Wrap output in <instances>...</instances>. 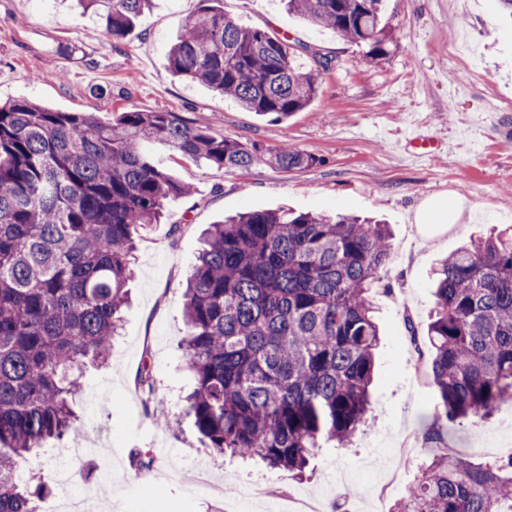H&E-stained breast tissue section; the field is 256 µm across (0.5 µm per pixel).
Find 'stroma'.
Instances as JSON below:
<instances>
[{"mask_svg": "<svg viewBox=\"0 0 512 512\" xmlns=\"http://www.w3.org/2000/svg\"><path fill=\"white\" fill-rule=\"evenodd\" d=\"M384 55L302 23L280 0H224L246 26L333 60L317 96L290 120L240 109L207 87L172 75L168 51L199 0H153L134 31L113 43L93 15L69 0H0V102L26 97L62 112L112 119L135 108L171 112L216 134L272 149L294 145L316 164L226 169L158 143L145 153L191 193L169 202L161 223L135 239L130 301L107 364L88 368L74 409L82 436L29 453L23 476L42 475L45 512H64L74 483L98 473L81 455L98 444L112 478L96 491L102 512H390L432 447L425 433L438 394L418 371L433 349L413 345L434 306L431 271L441 257L500 224L512 225V26L498 0H385ZM64 79H56V72ZM435 140L417 156L405 135ZM463 204L457 224H419L433 198ZM287 207L373 216L393 228L392 258L376 296L381 344L366 427L345 448H325L304 475L203 448L185 412L194 385L183 355L184 287L203 232L224 216ZM150 370L155 391L138 382ZM447 447L477 463L512 452V402L450 433ZM147 452L148 470L132 450ZM388 485L375 502L368 484Z\"/></svg>", "mask_w": 512, "mask_h": 512, "instance_id": "1", "label": "stroma"}]
</instances>
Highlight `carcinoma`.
<instances>
[{
	"instance_id": "1",
	"label": "carcinoma",
	"mask_w": 512,
	"mask_h": 512,
	"mask_svg": "<svg viewBox=\"0 0 512 512\" xmlns=\"http://www.w3.org/2000/svg\"><path fill=\"white\" fill-rule=\"evenodd\" d=\"M119 41L151 0H76ZM202 7L172 45L171 72L274 121L305 110L332 60L301 61L288 41L239 24L224 0ZM288 12L386 52L384 0H283ZM158 142L229 169L308 167L313 155L190 126L171 112L110 122L29 99L0 104V512H41L19 460L81 436L73 400L85 361L119 335L134 236L186 186L141 150ZM389 225L343 214L255 210L211 225L185 290L186 410L205 447L300 475L344 447L370 409L379 329L371 291L392 256ZM426 336L439 402L426 440L512 401V228L433 271ZM391 512H512V456L475 463L433 452Z\"/></svg>"
}]
</instances>
